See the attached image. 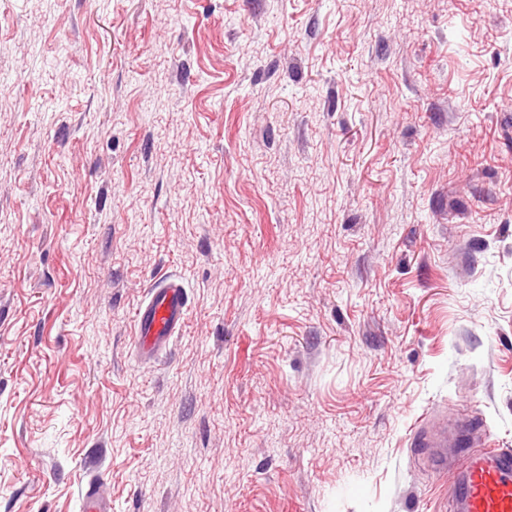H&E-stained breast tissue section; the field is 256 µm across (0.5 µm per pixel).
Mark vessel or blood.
Here are the masks:
<instances>
[{
  "label": "vessel or blood",
  "instance_id": "obj_1",
  "mask_svg": "<svg viewBox=\"0 0 512 512\" xmlns=\"http://www.w3.org/2000/svg\"><path fill=\"white\" fill-rule=\"evenodd\" d=\"M189 311L187 291L175 277L166 276L152 287L135 313L134 350L138 358L154 359L169 345ZM481 423L471 417L458 425L456 439L447 433H420L415 447L434 458L439 473L448 477L454 512H512V450L495 448ZM455 456H448L447 445ZM79 512H112L103 476L92 479L81 493Z\"/></svg>",
  "mask_w": 512,
  "mask_h": 512
}]
</instances>
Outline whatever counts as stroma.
I'll use <instances>...</instances> for the list:
<instances>
[{
    "instance_id": "obj_1",
    "label": "stroma",
    "mask_w": 512,
    "mask_h": 512,
    "mask_svg": "<svg viewBox=\"0 0 512 512\" xmlns=\"http://www.w3.org/2000/svg\"><path fill=\"white\" fill-rule=\"evenodd\" d=\"M455 410L512 448V0H0V512H452ZM189 311L187 291L175 277L166 276L152 287L135 313L134 350L140 359H155L170 344ZM79 512H112L110 499L101 474L92 479L81 492Z\"/></svg>"
}]
</instances>
